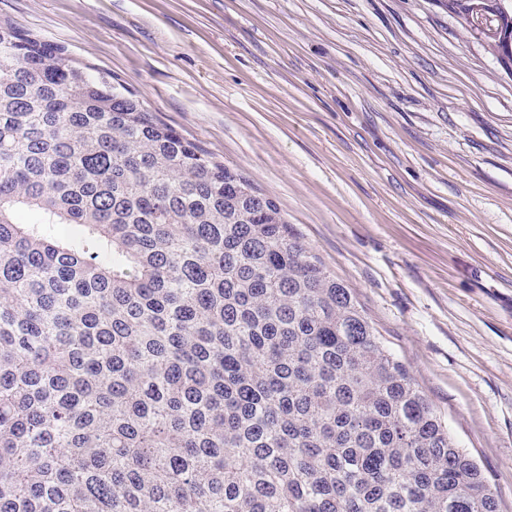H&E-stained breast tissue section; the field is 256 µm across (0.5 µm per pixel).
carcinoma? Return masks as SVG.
I'll return each mask as SVG.
<instances>
[{
  "label": "carcinoma",
  "mask_w": 512,
  "mask_h": 512,
  "mask_svg": "<svg viewBox=\"0 0 512 512\" xmlns=\"http://www.w3.org/2000/svg\"><path fill=\"white\" fill-rule=\"evenodd\" d=\"M0 512L499 502L277 203L0 21Z\"/></svg>",
  "instance_id": "obj_1"
}]
</instances>
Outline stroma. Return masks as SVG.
<instances>
[{"label": "stroma", "instance_id": "35a3bbf8", "mask_svg": "<svg viewBox=\"0 0 512 512\" xmlns=\"http://www.w3.org/2000/svg\"><path fill=\"white\" fill-rule=\"evenodd\" d=\"M276 201L512 512V71L448 0H0Z\"/></svg>", "mask_w": 512, "mask_h": 512}]
</instances>
